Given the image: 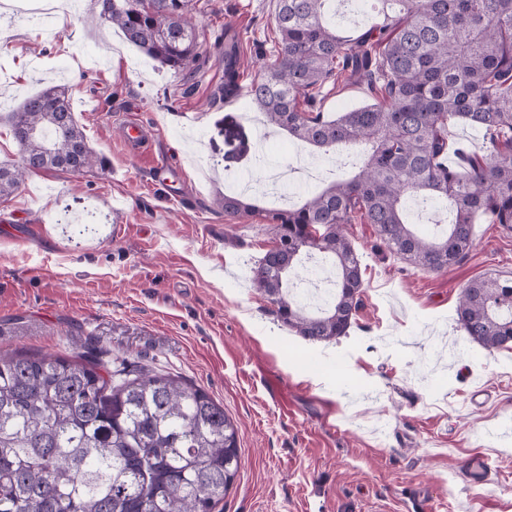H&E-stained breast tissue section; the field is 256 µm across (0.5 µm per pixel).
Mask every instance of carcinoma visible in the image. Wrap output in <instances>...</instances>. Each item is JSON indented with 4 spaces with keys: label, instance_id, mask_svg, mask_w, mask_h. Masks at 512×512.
<instances>
[{
    "label": "carcinoma",
    "instance_id": "carcinoma-1",
    "mask_svg": "<svg viewBox=\"0 0 512 512\" xmlns=\"http://www.w3.org/2000/svg\"><path fill=\"white\" fill-rule=\"evenodd\" d=\"M328 0H276L275 59L250 95L266 125L343 169L299 206L267 209L275 248L253 283L276 317L315 342L345 336L362 304L360 260L345 234L356 216L390 253L413 267L446 271L473 244L475 221L512 230V0H372L382 21L345 37L324 18ZM192 0H102L100 18L161 65L192 72L198 32ZM244 60L224 45L226 100L240 92ZM367 84L373 102L331 119L317 108L326 84ZM483 131L487 152L445 163L448 126ZM22 165L0 164V199L30 166L83 173L103 165L62 85H48L10 113ZM224 170H242L243 130ZM420 199L441 219L421 236L406 217ZM224 214L260 211L226 192ZM328 256L336 284L320 314L290 293L302 254ZM461 328L488 349L512 348V279L471 281L457 307ZM241 465L238 428L202 387L146 365L99 356L0 353V512H215Z\"/></svg>",
    "mask_w": 512,
    "mask_h": 512
}]
</instances>
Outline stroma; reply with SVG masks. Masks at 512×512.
<instances>
[{
  "mask_svg": "<svg viewBox=\"0 0 512 512\" xmlns=\"http://www.w3.org/2000/svg\"><path fill=\"white\" fill-rule=\"evenodd\" d=\"M65 2L53 35L46 0H0V162L20 160L8 114L55 82L106 169L32 173L0 199V349L101 350L203 387L239 428L222 512H512V350L469 340L457 317L471 280L512 278V232L477 225L467 256L433 272L353 221L362 306L347 336L303 339L250 280L274 244L265 220L215 204L225 126L262 131L248 89L273 59L275 0H193L191 78L99 21L101 0ZM226 35L249 66L224 102ZM368 100L366 85H328L319 107L334 117ZM130 115L146 132L139 155L118 134ZM163 163L179 166L177 189L155 182ZM475 454L489 467L482 488L467 478Z\"/></svg>",
  "mask_w": 512,
  "mask_h": 512,
  "instance_id": "stroma-1",
  "label": "stroma"
}]
</instances>
